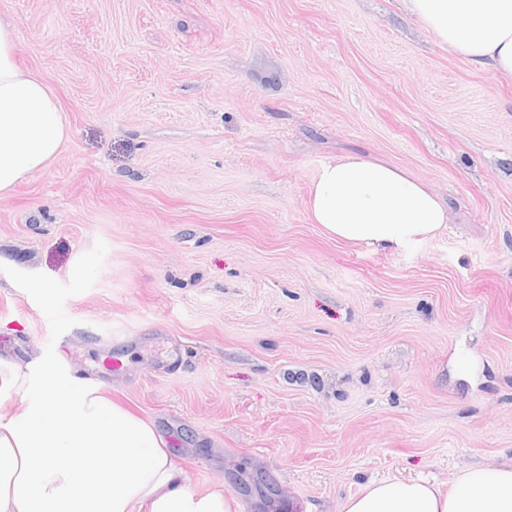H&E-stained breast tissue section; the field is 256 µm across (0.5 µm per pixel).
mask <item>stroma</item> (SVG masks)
Returning a JSON list of instances; mask_svg holds the SVG:
<instances>
[{
  "label": "stroma",
  "instance_id": "obj_1",
  "mask_svg": "<svg viewBox=\"0 0 512 512\" xmlns=\"http://www.w3.org/2000/svg\"><path fill=\"white\" fill-rule=\"evenodd\" d=\"M0 13L68 128L0 196L1 361L64 353L155 424L191 490L247 512L512 464V77L400 0ZM352 154L426 183L446 226L399 251L328 237L309 187Z\"/></svg>",
  "mask_w": 512,
  "mask_h": 512
}]
</instances>
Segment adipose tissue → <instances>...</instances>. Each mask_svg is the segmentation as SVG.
Masks as SVG:
<instances>
[{"label": "adipose tissue", "mask_w": 512, "mask_h": 512, "mask_svg": "<svg viewBox=\"0 0 512 512\" xmlns=\"http://www.w3.org/2000/svg\"><path fill=\"white\" fill-rule=\"evenodd\" d=\"M449 53L512 74V0H405ZM66 138L54 90L15 58V25L0 15V195L43 171ZM330 237L398 250L438 233L448 212L403 170L350 155L323 163L308 196ZM0 390V512H239L221 487L189 490L156 426L112 402L102 385L61 361L15 358ZM455 488L424 478L373 480L341 512H512V465L458 472Z\"/></svg>", "instance_id": "obj_1"}]
</instances>
